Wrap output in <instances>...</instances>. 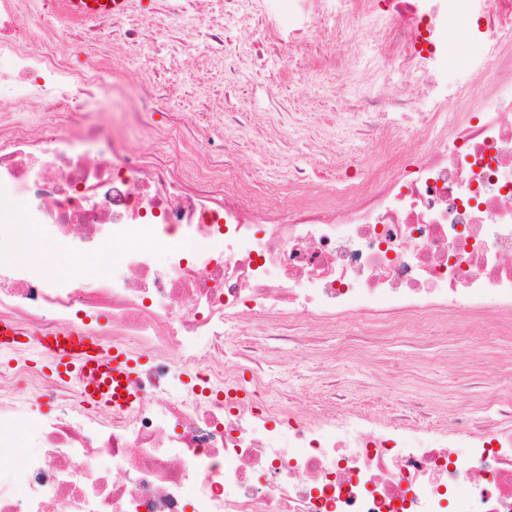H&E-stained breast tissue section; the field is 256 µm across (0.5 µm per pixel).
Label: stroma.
Instances as JSON below:
<instances>
[{
	"instance_id": "35a3bbf8",
	"label": "stroma",
	"mask_w": 512,
	"mask_h": 512,
	"mask_svg": "<svg viewBox=\"0 0 512 512\" xmlns=\"http://www.w3.org/2000/svg\"><path fill=\"white\" fill-rule=\"evenodd\" d=\"M290 2L277 0L276 15L255 19L252 42H244L235 24H228L224 37L242 59L240 74L229 83L223 65L209 55L172 64V47L185 37V29L156 38L152 25L161 16L163 0H138L134 25L140 39L134 48H115L112 90L95 107L97 121L156 164L176 155L205 156L208 163L196 183L200 190L214 189L221 182L222 161L230 159L258 207L266 202L267 183L280 185L287 205L332 201L372 175L393 176L397 163L409 160L415 133L425 134L427 145L436 146L441 128L431 125V107L423 102L397 114L406 135L395 149L358 130L349 104L366 93V86L340 70L333 47L297 36L302 22L288 16ZM56 23L70 30L77 42L76 47L58 50V59L74 73H91L97 58L85 32L61 17ZM288 43L297 45L298 52L292 67L284 70L276 51ZM224 98L245 112H274L278 133H271L264 121L253 122L232 157H225L227 132L219 107ZM313 128L330 136V151L311 152L306 138ZM295 171L301 172V181L291 180ZM505 345V340L493 338L477 344L461 328L452 336L406 334L379 348L365 342L362 355L337 358L336 391L372 412L396 408L408 397L430 399L434 385L449 402L478 403L494 394V386L477 375L462 378L459 368L476 349L492 359ZM372 353L401 370V379L376 375L366 360Z\"/></svg>"
}]
</instances>
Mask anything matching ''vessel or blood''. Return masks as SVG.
Masks as SVG:
<instances>
[{"label":"vessel or blood","instance_id":"1","mask_svg":"<svg viewBox=\"0 0 512 512\" xmlns=\"http://www.w3.org/2000/svg\"><path fill=\"white\" fill-rule=\"evenodd\" d=\"M125 7L126 0H62L65 14L74 20L96 11L120 13ZM59 336L54 344V372L62 378L80 377L87 405L125 409L137 401V393L122 387L139 372L131 357L119 351L101 354L89 338L67 328L60 330Z\"/></svg>","mask_w":512,"mask_h":512}]
</instances>
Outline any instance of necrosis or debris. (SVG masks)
Listing matches in <instances>:
<instances>
[{
    "label": "necrosis or debris",
    "mask_w": 512,
    "mask_h": 512,
    "mask_svg": "<svg viewBox=\"0 0 512 512\" xmlns=\"http://www.w3.org/2000/svg\"><path fill=\"white\" fill-rule=\"evenodd\" d=\"M32 0H0V103L23 96L52 114L108 81L75 77L32 45ZM488 57L466 94H449L441 66L448 18ZM100 57L135 45L125 16L98 13ZM366 34L378 55L350 45ZM332 38L344 71L374 84L378 70L412 79L414 98L462 112L435 149L417 139L406 175L376 178L328 207L282 206L277 188L256 209L224 170L211 195L194 189L189 158L150 164L126 142L88 134L70 112L67 137L31 140L0 119V323L22 348L47 354L68 327L93 338L101 312L109 346L147 355L141 398L126 410L81 403L80 381L30 371L31 398L0 370V451L28 449L0 472V512H512V396L482 408L434 409L429 425L368 416L336 396V352L323 337L377 343L408 331L512 335V0H356ZM495 95L471 110L486 82ZM414 98L383 90L353 101L367 134L398 136L392 113ZM34 213L12 223L6 200ZM57 245L100 275L50 274L15 251ZM495 301L498 313L486 321ZM327 379L320 415L288 394L304 372Z\"/></svg>",
    "instance_id": "4bbe7bcc"
}]
</instances>
